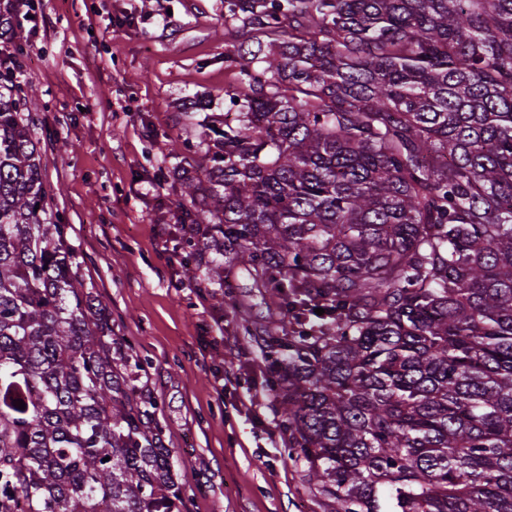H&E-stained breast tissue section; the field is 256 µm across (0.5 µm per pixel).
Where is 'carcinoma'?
I'll list each match as a JSON object with an SVG mask.
<instances>
[{
  "instance_id": "obj_1",
  "label": "carcinoma",
  "mask_w": 512,
  "mask_h": 512,
  "mask_svg": "<svg viewBox=\"0 0 512 512\" xmlns=\"http://www.w3.org/2000/svg\"><path fill=\"white\" fill-rule=\"evenodd\" d=\"M224 40L235 112L180 113L177 207L198 287L237 267L288 317L284 460L336 512H512V0H224ZM0 81V512H182Z\"/></svg>"
}]
</instances>
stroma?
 Segmentation results:
<instances>
[{"mask_svg":"<svg viewBox=\"0 0 512 512\" xmlns=\"http://www.w3.org/2000/svg\"><path fill=\"white\" fill-rule=\"evenodd\" d=\"M17 22L4 44L40 96L50 207L113 335L141 360L189 486L184 512H330L283 459L260 343L241 326L277 310L240 270L223 299L197 288L188 270L202 258L178 247L177 196L159 178L181 164L172 141L201 132L178 119L180 101L227 106L224 0H34Z\"/></svg>","mask_w":512,"mask_h":512,"instance_id":"35a3bbf8","label":"stroma"}]
</instances>
